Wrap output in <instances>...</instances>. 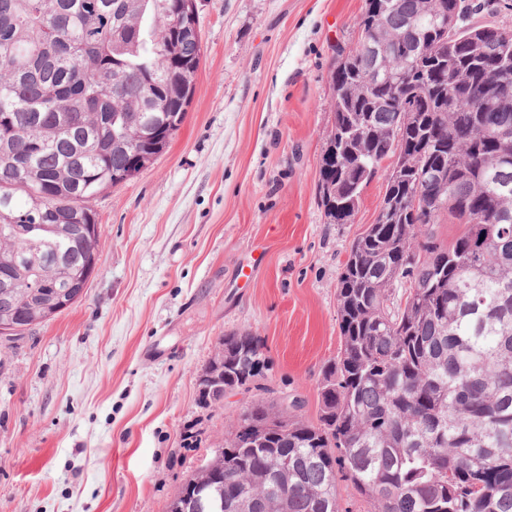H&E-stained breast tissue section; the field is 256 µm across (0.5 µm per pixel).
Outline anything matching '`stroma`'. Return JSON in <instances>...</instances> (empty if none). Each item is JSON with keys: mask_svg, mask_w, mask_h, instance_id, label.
Masks as SVG:
<instances>
[{"mask_svg": "<svg viewBox=\"0 0 512 512\" xmlns=\"http://www.w3.org/2000/svg\"><path fill=\"white\" fill-rule=\"evenodd\" d=\"M363 5L197 0L192 102L165 152L91 200L82 298L0 338V512H166L252 401L297 398L317 422L337 279L383 195L374 180L355 222L333 224L319 194L331 71ZM231 332L263 338L265 389L203 403L198 378Z\"/></svg>", "mask_w": 512, "mask_h": 512, "instance_id": "stroma-1", "label": "stroma"}]
</instances>
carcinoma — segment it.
<instances>
[{
  "label": "carcinoma",
  "mask_w": 512,
  "mask_h": 512,
  "mask_svg": "<svg viewBox=\"0 0 512 512\" xmlns=\"http://www.w3.org/2000/svg\"><path fill=\"white\" fill-rule=\"evenodd\" d=\"M176 8L0 0L1 322L61 313L99 252L89 200L162 153L142 126L171 137L183 123L202 44L174 29ZM476 12L365 0L362 38L332 72L321 203L345 224L336 197L377 178L394 209L354 238L339 275L318 423L295 403L245 407L191 478L205 507L180 496L171 512H340L343 483L373 512H512V159L495 139L512 131V37ZM394 155L396 174L381 165ZM263 349L226 336L208 370L248 389Z\"/></svg>",
  "instance_id": "1"
}]
</instances>
